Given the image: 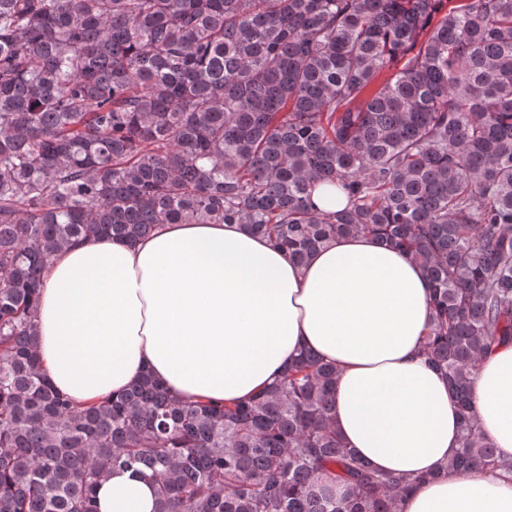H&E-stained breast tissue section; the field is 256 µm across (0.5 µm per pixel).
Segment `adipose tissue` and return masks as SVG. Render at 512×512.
Here are the masks:
<instances>
[{
    "label": "adipose tissue",
    "instance_id": "ef3b65f1",
    "mask_svg": "<svg viewBox=\"0 0 512 512\" xmlns=\"http://www.w3.org/2000/svg\"><path fill=\"white\" fill-rule=\"evenodd\" d=\"M430 287L404 252L336 238L303 266L237 224H165L133 242L90 238L55 256L40 294L38 353L57 390L100 402L151 375L178 398L231 403L300 348L338 370L333 415L373 469L430 480L399 512H512V481L448 471L459 409L421 348ZM482 430L512 458V345L479 364ZM99 512H155L151 482L113 471Z\"/></svg>",
    "mask_w": 512,
    "mask_h": 512
}]
</instances>
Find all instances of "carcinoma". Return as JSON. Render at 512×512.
Masks as SVG:
<instances>
[{
	"instance_id": "obj_1",
	"label": "carcinoma",
	"mask_w": 512,
	"mask_h": 512,
	"mask_svg": "<svg viewBox=\"0 0 512 512\" xmlns=\"http://www.w3.org/2000/svg\"><path fill=\"white\" fill-rule=\"evenodd\" d=\"M159 224H241L298 264L355 234L407 253L460 410L448 467L512 479L470 400L512 345V0H0V512H99L115 467L157 512H397L433 476L347 447L309 350L231 404L148 373L83 407L55 389L44 268ZM316 202L325 211H337L343 209L346 199L336 186H320L314 194Z\"/></svg>"
}]
</instances>
